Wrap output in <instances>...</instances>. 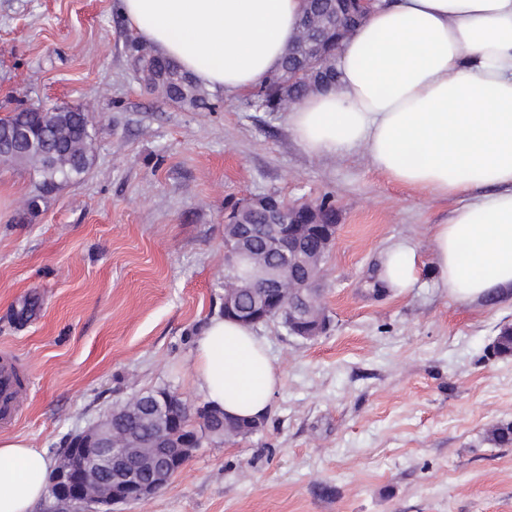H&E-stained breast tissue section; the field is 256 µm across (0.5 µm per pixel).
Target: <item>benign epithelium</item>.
<instances>
[{"label": "benign epithelium", "mask_w": 512, "mask_h": 512, "mask_svg": "<svg viewBox=\"0 0 512 512\" xmlns=\"http://www.w3.org/2000/svg\"><path fill=\"white\" fill-rule=\"evenodd\" d=\"M361 15L336 12L335 23L343 36H348ZM321 53L312 47L305 60L288 71V84L307 83L318 73ZM30 129L16 126L4 133L0 141V159L5 160L16 147L29 139ZM257 198L252 197L224 217V265L234 273V283L225 288L224 311H235L238 288L253 289L258 306L250 316L240 320L260 323L277 309L288 312V324L297 334L308 338L323 332L325 323L319 319L307 322L299 316L315 291L318 275L310 270L305 278H293L296 258L305 249L306 236L314 232L320 239L319 250L327 254L336 235V225L324 224L321 206L306 205L311 216L308 224H285V208H272L265 224L267 249L282 257L272 266L261 267L252 255V231L243 217L252 209ZM172 423L159 421L150 441H138L112 428V416L72 435L52 470L51 496L63 512H92L91 505L145 503L179 473L202 442L212 437V431L199 420V425L177 434Z\"/></svg>", "instance_id": "obj_1"}]
</instances>
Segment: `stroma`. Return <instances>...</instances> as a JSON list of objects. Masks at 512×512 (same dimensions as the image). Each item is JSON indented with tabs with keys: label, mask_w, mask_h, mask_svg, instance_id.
Here are the masks:
<instances>
[{
	"label": "stroma",
	"mask_w": 512,
	"mask_h": 512,
	"mask_svg": "<svg viewBox=\"0 0 512 512\" xmlns=\"http://www.w3.org/2000/svg\"><path fill=\"white\" fill-rule=\"evenodd\" d=\"M114 0H0V116L85 109L93 163L25 209L28 167L0 162V356L27 384L0 424L57 460L67 438L138 392L190 407L192 352L224 310V212L275 194L336 202L321 280L330 324L311 339L256 326L281 373L261 431L204 441L145 504L114 512H512V298L437 284L430 228L459 205L393 182L363 153L316 157L284 112L220 96L191 112L146 89ZM417 250L411 291L387 250ZM419 266L413 245L400 242L386 254L384 276L393 287L401 290L414 288L418 281Z\"/></svg>",
	"instance_id": "1"
}]
</instances>
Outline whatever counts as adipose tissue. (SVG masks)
<instances>
[{"mask_svg": "<svg viewBox=\"0 0 512 512\" xmlns=\"http://www.w3.org/2000/svg\"><path fill=\"white\" fill-rule=\"evenodd\" d=\"M138 38L202 85L237 96L279 68L304 0H116ZM334 89L304 98L288 126L308 154L362 151L404 186L461 198L432 225L441 286L472 302L512 289V0H377L337 52ZM413 245L386 254L395 288L418 281ZM192 381L211 407L264 419L281 382L252 325L216 317L198 337ZM50 461L0 437V512H31Z\"/></svg>", "mask_w": 512, "mask_h": 512, "instance_id": "1", "label": "adipose tissue"}]
</instances>
